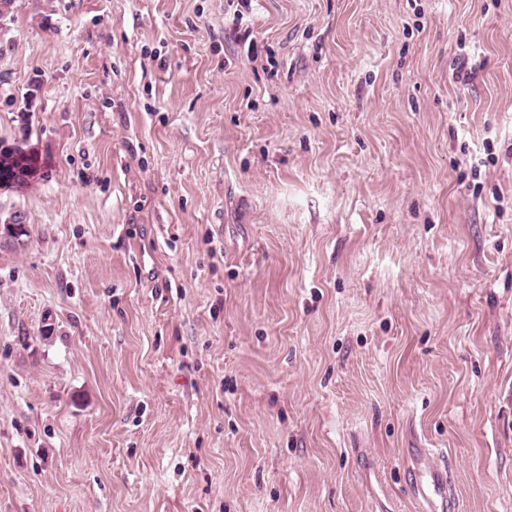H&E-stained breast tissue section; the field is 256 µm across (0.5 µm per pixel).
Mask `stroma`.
<instances>
[{
    "instance_id": "obj_1",
    "label": "stroma",
    "mask_w": 512,
    "mask_h": 512,
    "mask_svg": "<svg viewBox=\"0 0 512 512\" xmlns=\"http://www.w3.org/2000/svg\"><path fill=\"white\" fill-rule=\"evenodd\" d=\"M225 3L0 26V512H512V0ZM31 167H33L32 158L23 146L1 145L0 182L1 180H23ZM435 453L428 448H416L414 461L425 479L416 481L413 494L427 505L426 511L443 510L448 502L446 473L434 461Z\"/></svg>"
}]
</instances>
